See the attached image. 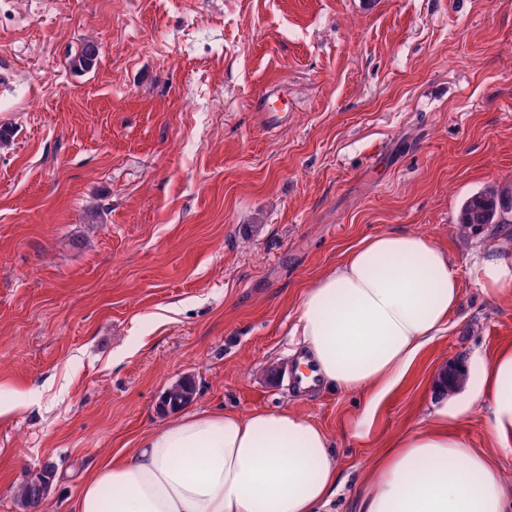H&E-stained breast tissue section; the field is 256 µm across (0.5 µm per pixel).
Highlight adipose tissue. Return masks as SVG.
I'll return each instance as SVG.
<instances>
[{"mask_svg": "<svg viewBox=\"0 0 512 512\" xmlns=\"http://www.w3.org/2000/svg\"><path fill=\"white\" fill-rule=\"evenodd\" d=\"M485 293L512 301V255L484 251ZM461 283L426 236L389 230L363 237L315 278L301 302L303 354L321 384L367 391L356 431L447 332ZM470 401L481 402L502 450L512 449V346L472 359ZM462 403L404 431L368 470L358 512H512V487L493 453L455 428ZM339 471L331 438L287 409L194 411L144 434L130 453L89 469L72 512H334Z\"/></svg>", "mask_w": 512, "mask_h": 512, "instance_id": "ef3b65f1", "label": "adipose tissue"}]
</instances>
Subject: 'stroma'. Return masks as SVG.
<instances>
[{
	"instance_id": "obj_1",
	"label": "stroma",
	"mask_w": 512,
	"mask_h": 512,
	"mask_svg": "<svg viewBox=\"0 0 512 512\" xmlns=\"http://www.w3.org/2000/svg\"><path fill=\"white\" fill-rule=\"evenodd\" d=\"M96 67L74 74L84 40ZM288 100L267 131L259 93ZM0 512L44 464L42 512L192 411L286 407L332 438L339 512L432 411L443 369L512 345L462 202L512 184V0H0ZM447 250L450 328L380 403L287 383L306 286L366 235ZM195 393L193 381L184 378L175 382L165 393L163 398L164 407L170 410L178 409L192 400Z\"/></svg>"
}]
</instances>
